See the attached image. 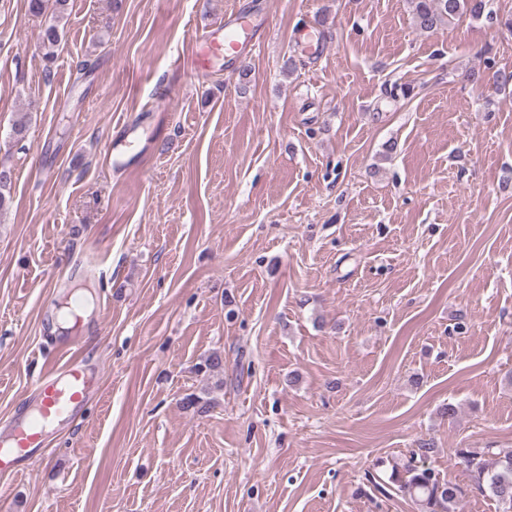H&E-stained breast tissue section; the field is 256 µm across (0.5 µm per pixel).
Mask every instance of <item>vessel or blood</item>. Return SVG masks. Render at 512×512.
Listing matches in <instances>:
<instances>
[{
  "instance_id": "vessel-or-blood-1",
  "label": "vessel or blood",
  "mask_w": 512,
  "mask_h": 512,
  "mask_svg": "<svg viewBox=\"0 0 512 512\" xmlns=\"http://www.w3.org/2000/svg\"><path fill=\"white\" fill-rule=\"evenodd\" d=\"M245 27L244 18L235 13L222 27L202 30L197 39L201 60L213 54L228 61L239 56L247 46L242 37ZM88 386L84 371L74 361L42 377L36 384L39 401L35 413L0 434V473L14 472L24 460L44 456L50 428L72 420L86 399Z\"/></svg>"
}]
</instances>
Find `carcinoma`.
I'll use <instances>...</instances> for the list:
<instances>
[{"instance_id": "carcinoma-1", "label": "carcinoma", "mask_w": 512, "mask_h": 512, "mask_svg": "<svg viewBox=\"0 0 512 512\" xmlns=\"http://www.w3.org/2000/svg\"><path fill=\"white\" fill-rule=\"evenodd\" d=\"M416 28L432 32L445 24L464 17L485 18L512 33V17L502 19L486 11L488 0H408ZM67 0H29V10L35 15L51 11L40 31V43L46 58H54V48L61 42L59 22L64 17ZM430 450L426 443L412 452L410 460L392 470L389 480L397 491L409 497L420 512H459L465 491L458 484L440 477L434 469L416 462ZM456 455L473 479V489L489 495L501 505V512H512V452L495 454L490 448H459Z\"/></svg>"}]
</instances>
